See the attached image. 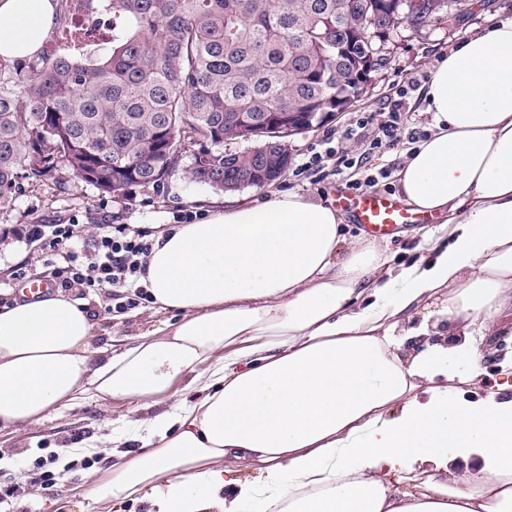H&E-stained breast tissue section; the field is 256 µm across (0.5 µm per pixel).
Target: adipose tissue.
I'll return each mask as SVG.
<instances>
[{
    "instance_id": "obj_1",
    "label": "adipose tissue",
    "mask_w": 512,
    "mask_h": 512,
    "mask_svg": "<svg viewBox=\"0 0 512 512\" xmlns=\"http://www.w3.org/2000/svg\"><path fill=\"white\" fill-rule=\"evenodd\" d=\"M57 17L58 0H0V56L41 52ZM426 100L436 130L400 195L447 214L434 257L392 269L296 193L211 212L155 236L143 283L179 320L117 355L91 359L94 325L63 293L0 307V431L181 381L200 400L130 420L139 450L91 475L82 512H512V364L464 391L474 337L512 303V19L451 52ZM433 304L468 368L439 344L401 355L398 330Z\"/></svg>"
}]
</instances>
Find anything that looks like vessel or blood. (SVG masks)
Returning <instances> with one entry per match:
<instances>
[{
  "label": "vessel or blood",
  "instance_id": "b4317fda",
  "mask_svg": "<svg viewBox=\"0 0 512 512\" xmlns=\"http://www.w3.org/2000/svg\"><path fill=\"white\" fill-rule=\"evenodd\" d=\"M338 205L350 213L365 232L372 236L391 235L400 225L417 223L419 217L388 195L363 192L337 196Z\"/></svg>",
  "mask_w": 512,
  "mask_h": 512
}]
</instances>
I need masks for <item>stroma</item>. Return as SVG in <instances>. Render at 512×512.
I'll return each mask as SVG.
<instances>
[{
  "label": "stroma",
  "mask_w": 512,
  "mask_h": 512,
  "mask_svg": "<svg viewBox=\"0 0 512 512\" xmlns=\"http://www.w3.org/2000/svg\"><path fill=\"white\" fill-rule=\"evenodd\" d=\"M512 18V0H495L492 8H474L456 28L430 25L417 33L401 32L385 49L386 65L376 73L366 94L336 120L320 128L289 137L288 155L292 168L275 184L265 188H244L224 192L193 181L184 168H177L160 185L140 186L121 196H102L76 178L59 183L55 176L24 183L10 207L0 209V228H17L29 224H84L86 234H93L98 224H134L163 231L172 224L173 209H182L203 216L233 201L250 204L263 198L293 192L320 203H333L334 193L360 180L364 171L354 167L314 185L295 175L293 168L301 163L310 147L321 143L331 131H344L360 113L378 111L393 96L401 79L419 71H435L438 62L463 40L480 35L493 24ZM448 226L444 218L430 224L399 227L384 243L396 263L411 261L418 255V245L434 249L447 244ZM26 271L29 279L43 272L41 251L26 239L0 237V295L16 297L20 287L14 280L16 270ZM83 303L93 312V348L119 351L132 346L140 336L176 323L174 311L140 300L117 309L113 290L93 288L85 291ZM124 408L110 401H92L59 415L47 418L24 429L21 434L0 432V457L11 459V466L0 469V487L19 488L17 497L0 505V512H80L79 500L72 494L74 486L86 484L88 470L78 467L65 473L51 489L32 497L29 470L33 460L51 451L75 445L87 436L106 430L111 432L116 447L127 448ZM115 447V448H116Z\"/></svg>",
  "instance_id": "1"
}]
</instances>
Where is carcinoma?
I'll use <instances>...</instances> for the list:
<instances>
[{
    "label": "carcinoma",
    "instance_id": "1",
    "mask_svg": "<svg viewBox=\"0 0 512 512\" xmlns=\"http://www.w3.org/2000/svg\"><path fill=\"white\" fill-rule=\"evenodd\" d=\"M106 56L61 53L0 69V209L19 179L62 164L102 195L157 186L190 158L192 178L222 190L265 162L227 151L229 123L274 112L323 125L338 104L366 93L351 70L385 66L382 46L400 29L456 26L473 0H105ZM185 137L183 144L171 136ZM140 164L112 170V159Z\"/></svg>",
    "mask_w": 512,
    "mask_h": 512
}]
</instances>
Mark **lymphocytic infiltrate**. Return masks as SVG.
<instances>
[{
  "mask_svg": "<svg viewBox=\"0 0 512 512\" xmlns=\"http://www.w3.org/2000/svg\"><path fill=\"white\" fill-rule=\"evenodd\" d=\"M427 74L404 81L397 98L386 101L379 111L356 117L350 128L336 139L335 145L312 152L297 168L299 174L319 175L328 164L349 168L356 160L350 155L348 142L365 140L368 152L403 144H416L426 135L409 121L408 98ZM79 224H32L18 230L0 229V235H20L41 244V260L55 288L62 291L87 288L131 289L147 274V258L153 245L150 228L130 224H102L95 235L84 237Z\"/></svg>",
  "mask_w": 512,
  "mask_h": 512,
  "instance_id": "f902f5d3",
  "label": "lymphocytic infiltrate"
}]
</instances>
